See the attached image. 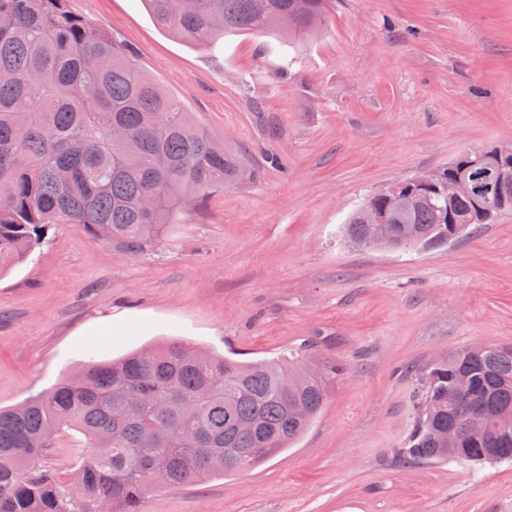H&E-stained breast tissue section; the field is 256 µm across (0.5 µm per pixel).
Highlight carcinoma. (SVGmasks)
I'll return each instance as SVG.
<instances>
[{
	"label": "carcinoma",
	"instance_id": "1",
	"mask_svg": "<svg viewBox=\"0 0 512 512\" xmlns=\"http://www.w3.org/2000/svg\"><path fill=\"white\" fill-rule=\"evenodd\" d=\"M68 0H0V269L28 259L48 231L79 224L140 254L174 222L180 206L233 184L238 158L132 63L127 50ZM158 25L208 48L226 33L312 34L327 0H146ZM491 149L436 171L416 193L405 179L363 203L345 226L373 246L387 212L388 250L437 248L471 224L512 209V183L487 200L437 190L465 168L489 171ZM283 353L242 363L171 340L116 361L91 362L22 403L0 407V512H140L155 488L177 490L249 472L290 448L326 403L343 367ZM419 401L407 462L512 460V345L463 347L415 373ZM495 416L474 434L468 417ZM457 435L448 447V431ZM71 431L83 451L68 473L46 464Z\"/></svg>",
	"mask_w": 512,
	"mask_h": 512
}]
</instances>
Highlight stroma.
<instances>
[{"mask_svg":"<svg viewBox=\"0 0 512 512\" xmlns=\"http://www.w3.org/2000/svg\"><path fill=\"white\" fill-rule=\"evenodd\" d=\"M252 174L139 255L76 224L0 273V405L169 339L244 361L316 343L344 372L292 448L159 489L141 512H512V461L406 463L415 371L512 345V212L448 245L348 243L369 196L512 145V0H331L317 35L161 29L143 0H68Z\"/></svg>","mask_w":512,"mask_h":512,"instance_id":"35a3bbf8","label":"stroma"}]
</instances>
